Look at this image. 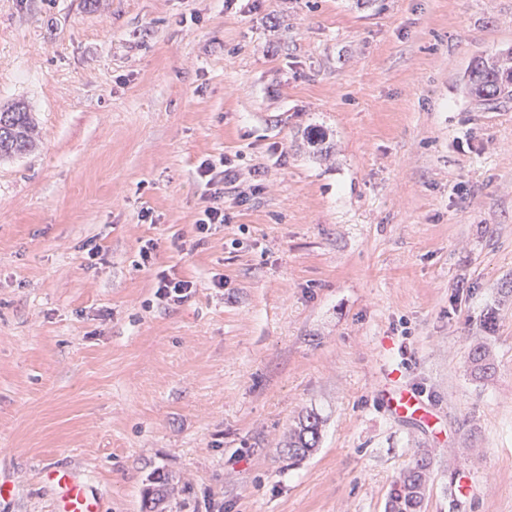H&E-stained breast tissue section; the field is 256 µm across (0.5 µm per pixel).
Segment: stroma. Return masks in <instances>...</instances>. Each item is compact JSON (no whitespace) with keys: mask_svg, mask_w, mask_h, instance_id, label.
Returning <instances> with one entry per match:
<instances>
[{"mask_svg":"<svg viewBox=\"0 0 512 512\" xmlns=\"http://www.w3.org/2000/svg\"><path fill=\"white\" fill-rule=\"evenodd\" d=\"M507 49L512 0H0V107L37 124L0 159V512H53L49 467L102 512L159 474L166 512H385L418 451L423 512H512V101L465 86ZM394 370L431 420L383 408ZM199 176L209 177L205 182V187L212 186L209 190L207 205L201 211L200 218L196 222L198 233L203 235L211 230L213 224H224L229 220L224 209V187L219 188V184L232 183L235 177L233 167L229 165L228 159L224 155L214 159H206L199 166ZM218 176L220 177L219 179ZM155 288V297L168 305L186 300L193 292V288H196V284L191 280L162 271L156 277ZM320 432L321 421L315 413L302 416L290 432L285 448H280V454L294 462L302 460L316 449Z\"/></svg>","mask_w":512,"mask_h":512,"instance_id":"1","label":"stroma"}]
</instances>
